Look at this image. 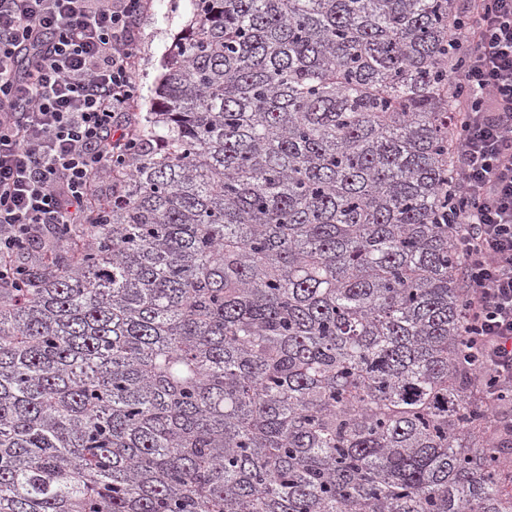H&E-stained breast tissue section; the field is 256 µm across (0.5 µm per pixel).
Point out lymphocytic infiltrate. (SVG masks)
<instances>
[{"instance_id": "1", "label": "lymphocytic infiltrate", "mask_w": 512, "mask_h": 512, "mask_svg": "<svg viewBox=\"0 0 512 512\" xmlns=\"http://www.w3.org/2000/svg\"><path fill=\"white\" fill-rule=\"evenodd\" d=\"M148 0H0V288L49 225L111 205L99 180L133 147L136 31ZM450 151L464 344L488 397L512 392V0H466Z\"/></svg>"}]
</instances>
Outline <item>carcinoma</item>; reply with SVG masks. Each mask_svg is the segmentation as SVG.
<instances>
[{"mask_svg": "<svg viewBox=\"0 0 512 512\" xmlns=\"http://www.w3.org/2000/svg\"><path fill=\"white\" fill-rule=\"evenodd\" d=\"M142 145L0 290V512H512L458 365L452 0H191Z\"/></svg>", "mask_w": 512, "mask_h": 512, "instance_id": "cac0c4a2", "label": "carcinoma"}]
</instances>
